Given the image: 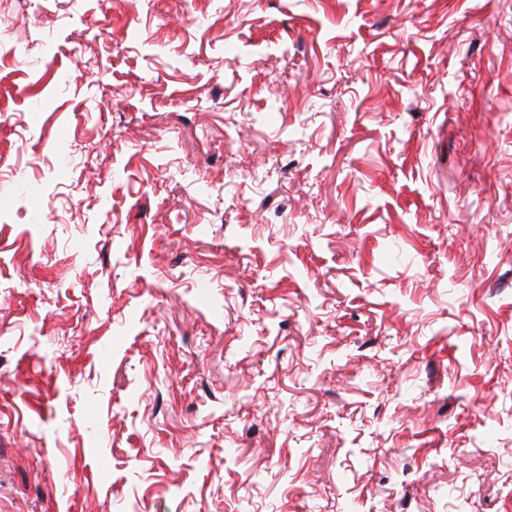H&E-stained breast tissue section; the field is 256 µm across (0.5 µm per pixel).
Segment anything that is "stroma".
Returning <instances> with one entry per match:
<instances>
[{"label": "stroma", "mask_w": 512, "mask_h": 512, "mask_svg": "<svg viewBox=\"0 0 512 512\" xmlns=\"http://www.w3.org/2000/svg\"><path fill=\"white\" fill-rule=\"evenodd\" d=\"M0 512H512V0H0Z\"/></svg>", "instance_id": "stroma-1"}]
</instances>
